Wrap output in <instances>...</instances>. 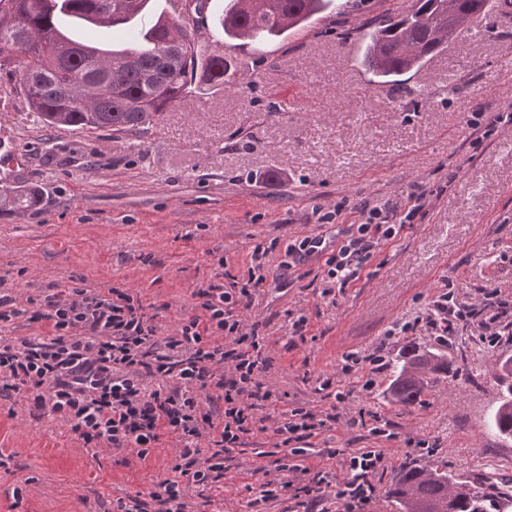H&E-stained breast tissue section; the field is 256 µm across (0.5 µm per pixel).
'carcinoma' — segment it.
I'll use <instances>...</instances> for the list:
<instances>
[{"instance_id":"carcinoma-1","label":"carcinoma","mask_w":512,"mask_h":512,"mask_svg":"<svg viewBox=\"0 0 512 512\" xmlns=\"http://www.w3.org/2000/svg\"><path fill=\"white\" fill-rule=\"evenodd\" d=\"M465 23L488 12L490 0H416L407 14H388L365 41L363 64L381 84L422 66L443 51L459 33L448 29V2ZM332 0H230L220 19L224 44L265 45L283 40L288 31L312 20ZM129 0H0V71L19 76V90L30 111L49 129L141 134L159 123L182 101L199 77L214 88L237 86L233 57L201 56L194 36L182 21L166 19L152 33L140 31L143 46L135 53L103 47L99 42L67 38L59 44L49 34L66 21L96 28L129 24L120 18ZM41 187L16 181L0 171V211L25 210L40 201ZM443 354L409 348L396 367L389 389L399 404L410 407L451 373ZM496 380L507 395L493 423L512 438V356L499 365ZM389 496L398 512H505L512 498L461 482L448 470L404 466L392 478Z\"/></svg>"}]
</instances>
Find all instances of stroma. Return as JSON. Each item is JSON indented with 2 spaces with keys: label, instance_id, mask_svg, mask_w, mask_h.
<instances>
[{
  "label": "stroma",
  "instance_id": "stroma-1",
  "mask_svg": "<svg viewBox=\"0 0 512 512\" xmlns=\"http://www.w3.org/2000/svg\"><path fill=\"white\" fill-rule=\"evenodd\" d=\"M224 5L208 0L190 19L198 44L219 54L215 18ZM413 5L334 0L285 40L234 50L243 84L192 93L137 137L45 128L17 93L18 77L0 73L4 152L23 161L16 178L43 190L37 206L0 212V294L20 311L0 334H36L28 298L81 278L137 293L156 307L162 333H172L198 312L191 292L211 277L210 250L240 275L255 247L267 249L274 278L289 240L333 234L336 224L310 223L313 208L345 202L337 224H352L365 204L403 202L419 184L431 204L358 280L321 297L326 267L314 260L297 267L291 285L256 293L275 410H327L336 392H348L345 405L362 424L312 438L303 463L332 471L330 451L383 449L387 466L366 512H397L387 490L408 464L436 462L512 495V438L492 425L502 400L492 371L512 356V338L490 345L461 326L441 348L453 374L407 409L386 394L403 350L432 345L419 332L387 337L395 322L413 320L446 286L462 302L483 288L512 293V124L481 146L466 140L471 113L512 110V0H491L485 18L396 84L370 81L365 34L385 13ZM286 98L287 114L278 109ZM293 315L306 317L303 335H292ZM376 351L386 368L372 388L342 373L344 355ZM177 446L166 438L146 462L84 448L69 427L33 422L25 400L2 402L0 512H114L118 501L153 490ZM271 448L261 438L233 452L210 493L214 512H247Z\"/></svg>",
  "mask_w": 512,
  "mask_h": 512
}]
</instances>
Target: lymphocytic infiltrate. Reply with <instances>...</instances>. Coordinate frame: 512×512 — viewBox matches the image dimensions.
Returning a JSON list of instances; mask_svg holds the SVG:
<instances>
[{
	"instance_id": "1",
	"label": "lymphocytic infiltrate",
	"mask_w": 512,
	"mask_h": 512,
	"mask_svg": "<svg viewBox=\"0 0 512 512\" xmlns=\"http://www.w3.org/2000/svg\"><path fill=\"white\" fill-rule=\"evenodd\" d=\"M427 202L418 186L403 209L363 207L358 223L333 238L293 239L279 267L291 275L311 257L324 258L322 294L330 296L357 279L380 246L413 223ZM210 255L217 270L192 291L198 314L169 335L127 289L84 283L46 296L30 316L40 328L37 335L0 336V399L24 394L34 420L66 423L84 447L130 452L142 460L176 437L179 447L154 490L119 503L118 512H195L187 488L203 493L219 486L226 455L264 434L290 454L262 465L261 501L285 495L294 502L292 512H365L377 493L375 476L386 467L385 453L363 448L340 457L341 479L298 463L302 441L357 420L303 406L271 413L277 397L263 379L268 360L260 324L248 317L255 292L267 283L263 266L252 265L240 278L224 270L219 250ZM511 315L512 300L499 290L460 303L444 289L425 312L393 325L390 333L419 330L444 342L470 323L483 341L496 344ZM329 486L334 493L328 497Z\"/></svg>"
}]
</instances>
